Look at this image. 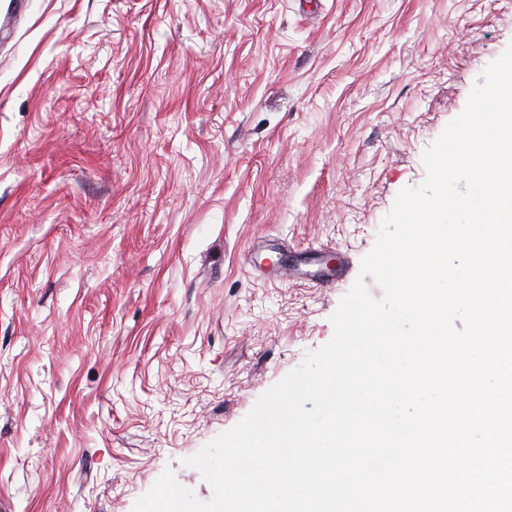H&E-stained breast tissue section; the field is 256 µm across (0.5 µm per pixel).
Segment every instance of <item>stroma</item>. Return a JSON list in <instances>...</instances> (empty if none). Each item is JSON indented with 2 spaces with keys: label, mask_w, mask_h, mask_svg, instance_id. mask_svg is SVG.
<instances>
[{
  "label": "stroma",
  "mask_w": 512,
  "mask_h": 512,
  "mask_svg": "<svg viewBox=\"0 0 512 512\" xmlns=\"http://www.w3.org/2000/svg\"><path fill=\"white\" fill-rule=\"evenodd\" d=\"M511 45L512 0H0V512L210 501L184 459L331 339ZM277 254V260L273 263L271 271H275L283 281L304 279L318 287L332 285L336 277L341 275L342 267L336 269L330 268L326 263L315 262L312 266L314 270L303 271L300 265H294L285 262L284 251H273Z\"/></svg>",
  "instance_id": "35a3bbf8"
}]
</instances>
